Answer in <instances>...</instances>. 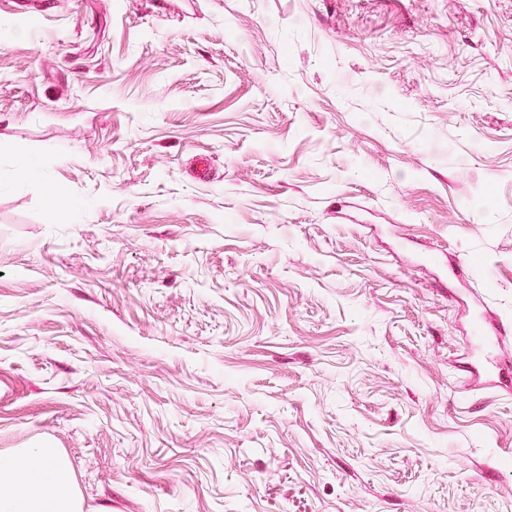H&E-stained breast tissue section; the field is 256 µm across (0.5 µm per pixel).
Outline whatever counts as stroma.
Here are the masks:
<instances>
[{"instance_id":"stroma-1","label":"stroma","mask_w":512,"mask_h":512,"mask_svg":"<svg viewBox=\"0 0 512 512\" xmlns=\"http://www.w3.org/2000/svg\"><path fill=\"white\" fill-rule=\"evenodd\" d=\"M38 447L85 512H512V0L0 5Z\"/></svg>"}]
</instances>
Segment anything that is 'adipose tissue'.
<instances>
[{"label": "adipose tissue", "mask_w": 512, "mask_h": 512, "mask_svg": "<svg viewBox=\"0 0 512 512\" xmlns=\"http://www.w3.org/2000/svg\"><path fill=\"white\" fill-rule=\"evenodd\" d=\"M0 512H83L66 458L54 448L0 453Z\"/></svg>", "instance_id": "obj_1"}]
</instances>
